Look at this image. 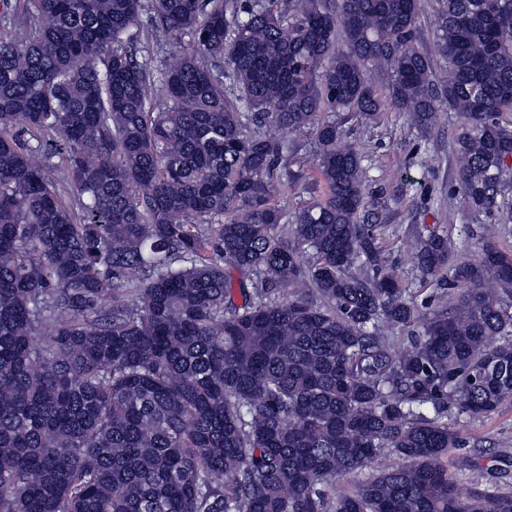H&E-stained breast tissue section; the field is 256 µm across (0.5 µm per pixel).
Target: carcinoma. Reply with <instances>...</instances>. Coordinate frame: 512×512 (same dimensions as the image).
<instances>
[{
  "label": "carcinoma",
  "instance_id": "obj_1",
  "mask_svg": "<svg viewBox=\"0 0 512 512\" xmlns=\"http://www.w3.org/2000/svg\"><path fill=\"white\" fill-rule=\"evenodd\" d=\"M419 12L0 0V512H512L442 462L448 416L512 400V255L491 224L475 261L411 235L453 293L418 301L324 117L369 121L383 90L426 129L447 105L458 190L512 220V0H443L440 85ZM280 129L325 184L289 218Z\"/></svg>",
  "mask_w": 512,
  "mask_h": 512
}]
</instances>
